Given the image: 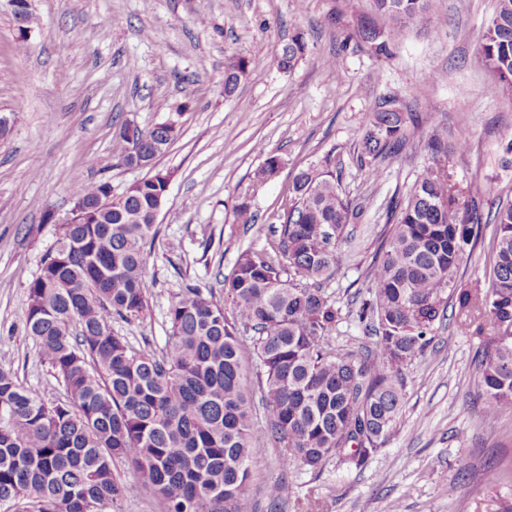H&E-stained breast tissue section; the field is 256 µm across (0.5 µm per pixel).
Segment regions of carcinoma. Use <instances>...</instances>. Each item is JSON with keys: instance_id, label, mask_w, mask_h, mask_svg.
Here are the masks:
<instances>
[{"instance_id": "1", "label": "carcinoma", "mask_w": 512, "mask_h": 512, "mask_svg": "<svg viewBox=\"0 0 512 512\" xmlns=\"http://www.w3.org/2000/svg\"><path fill=\"white\" fill-rule=\"evenodd\" d=\"M431 2L375 0L389 27L365 21L358 35L387 54ZM306 50L303 34H295L276 49L278 67L292 70ZM481 50L498 76L491 93L511 92L512 0H497ZM248 65L226 60L224 95L235 93ZM410 125L427 135L433 170L389 201L390 234L374 255L369 298L357 313L377 337L366 356L327 343L339 312L319 282L336 272L338 244L361 214L333 177L296 175V202L281 225L284 261L244 251L224 278L254 331L262 407L285 469L316 471L332 457L360 469L385 446L404 403L405 370L432 342L451 300L462 325L476 316L490 328L477 352L484 413L512 411V203L485 214L477 199L493 189L452 187L442 166L466 142L448 145L408 112H372L361 131L363 154L375 161L398 153ZM127 127L112 153L125 166L133 149L151 153L165 133L163 123L139 128L132 142ZM280 166L278 156H267L258 178L274 177ZM107 186L76 183L73 196L92 202ZM163 189L161 177L145 180L100 223L62 225V249L45 255L27 287L28 332L65 396L47 402L0 368V506L7 512H104L144 493L163 512H243L260 461L251 448L254 402L236 325L212 294L188 287L169 307L161 353L135 350L112 332L113 316L138 319L147 310L144 247L157 234L153 209ZM484 223L496 226L488 286L460 288V262ZM116 460L134 480L116 477ZM489 485L484 512H512V494L498 491L495 479Z\"/></svg>"}]
</instances>
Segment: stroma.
Masks as SVG:
<instances>
[{
  "mask_svg": "<svg viewBox=\"0 0 512 512\" xmlns=\"http://www.w3.org/2000/svg\"><path fill=\"white\" fill-rule=\"evenodd\" d=\"M35 18L26 48L8 0H0V114L13 118L0 138V367L45 401L65 395L26 330L27 286L73 207L75 182L109 181L120 193L149 176L112 161L122 123L171 122L178 135L158 158L170 175L159 233L146 246L153 288L138 319L113 318L112 330L137 350L161 349L167 311L189 286L213 292L229 321L238 306L224 291L243 251L278 254L280 227L295 202L293 179L327 173L360 208L340 244L343 260L324 280L339 311L331 347L362 354L376 338L357 320L369 269L387 228V205L431 164L425 141L410 136L397 155L373 161L360 131L378 105L444 129L464 152L448 157L450 183L493 185L512 202V92L490 94L495 72L480 38L496 0H433L389 54L357 34L373 0H29ZM304 33L308 48L290 72L273 62L277 46ZM249 59L232 96L224 94L229 56ZM282 160L266 182L268 154ZM378 178H371V168ZM245 200L255 223H239ZM493 225L467 249L458 285L484 282ZM480 339L445 321L408 369L400 421L386 447L359 471L326 463L321 471L280 465L263 408L253 417L261 465L245 512H479L488 474L512 484V412L487 419L477 392ZM283 497L271 501L269 484Z\"/></svg>",
  "mask_w": 512,
  "mask_h": 512,
  "instance_id": "1",
  "label": "stroma"
}]
</instances>
